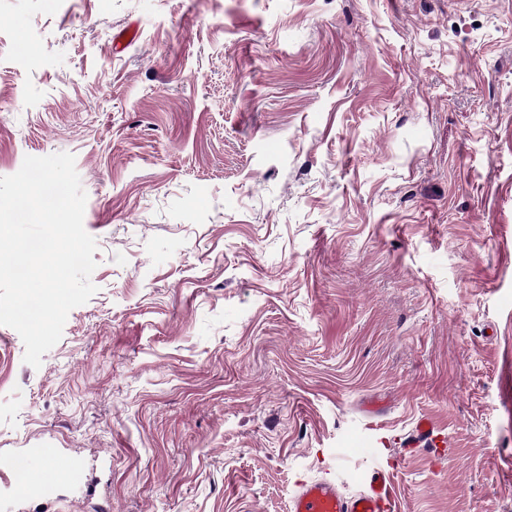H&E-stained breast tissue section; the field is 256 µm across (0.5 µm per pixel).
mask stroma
Segmentation results:
<instances>
[{
    "instance_id": "35a3bbf8",
    "label": "stroma",
    "mask_w": 512,
    "mask_h": 512,
    "mask_svg": "<svg viewBox=\"0 0 512 512\" xmlns=\"http://www.w3.org/2000/svg\"><path fill=\"white\" fill-rule=\"evenodd\" d=\"M60 152L97 291L0 325V455L88 484L0 512H289L422 416L400 512H512V0H0V177ZM444 438L440 435L437 425L429 418L418 419L411 434L401 443L408 453H414L419 448L445 447Z\"/></svg>"
}]
</instances>
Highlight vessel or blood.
Listing matches in <instances>:
<instances>
[{
  "mask_svg": "<svg viewBox=\"0 0 512 512\" xmlns=\"http://www.w3.org/2000/svg\"><path fill=\"white\" fill-rule=\"evenodd\" d=\"M444 445L437 425L426 417L418 419L402 443L411 453ZM392 478L391 465H377L365 474L361 490L354 494L345 493L333 475L307 480L299 484L292 497L290 512H399ZM12 494L23 502H52L58 496L57 478L50 471L37 476L26 475L13 485Z\"/></svg>",
  "mask_w": 512,
  "mask_h": 512,
  "instance_id": "1",
  "label": "vessel or blood"
}]
</instances>
